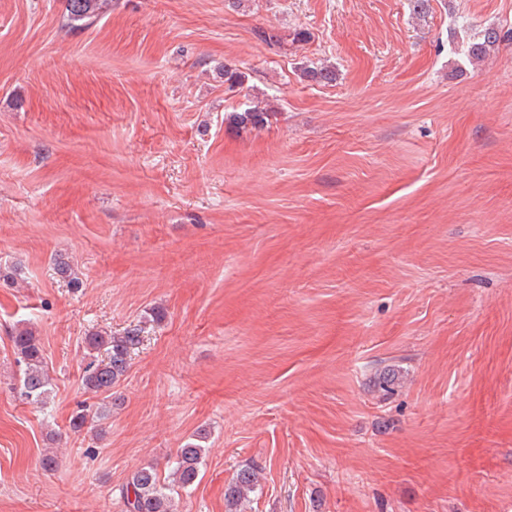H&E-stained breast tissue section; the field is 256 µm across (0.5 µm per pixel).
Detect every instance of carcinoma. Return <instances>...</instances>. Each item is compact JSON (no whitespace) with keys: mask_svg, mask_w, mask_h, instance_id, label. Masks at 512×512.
Returning <instances> with one entry per match:
<instances>
[{"mask_svg":"<svg viewBox=\"0 0 512 512\" xmlns=\"http://www.w3.org/2000/svg\"><path fill=\"white\" fill-rule=\"evenodd\" d=\"M112 7V0H65L67 24L71 27L92 25ZM500 33L486 28L470 41L464 54L468 60H479L488 48L497 44ZM224 85L234 92L243 88L245 76L233 64L222 68ZM303 76L317 84H329L336 80V69L323 65L306 67ZM267 110L249 107L230 115L233 123L240 127H253L264 123ZM56 277L72 287L79 286V279L70 257L59 253L52 259ZM16 362L21 374L17 387L19 399L35 406L46 405L53 393V379L47 367L42 347L33 331L27 327L16 328L11 336ZM137 330L123 334L108 331H92L81 338L86 364L81 377L84 388L100 397L96 408L81 409L70 417L69 429L81 433L86 427L112 416L113 389L131 367V352L140 343ZM205 448L199 443L187 442L178 449L172 461L168 480L160 478L151 465L134 471L122 485L121 498L126 512H174V493L189 490L200 475ZM256 468H240L224 488L225 512H238L241 503L257 490Z\"/></svg>","mask_w":512,"mask_h":512,"instance_id":"1","label":"carcinoma"}]
</instances>
